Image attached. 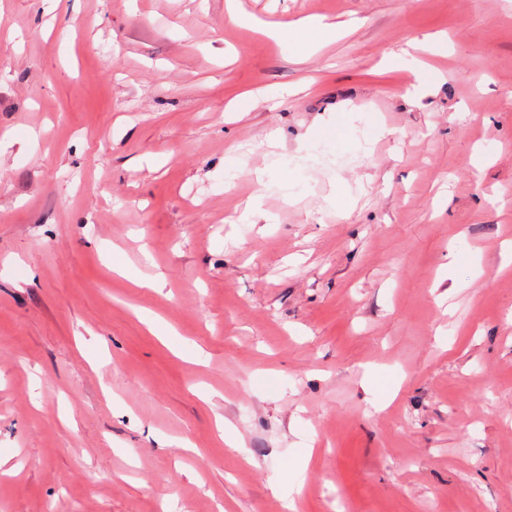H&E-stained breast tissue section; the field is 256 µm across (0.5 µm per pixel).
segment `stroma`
Segmentation results:
<instances>
[{"label":"stroma","instance_id":"1","mask_svg":"<svg viewBox=\"0 0 512 512\" xmlns=\"http://www.w3.org/2000/svg\"><path fill=\"white\" fill-rule=\"evenodd\" d=\"M238 2L0 0V512H512V0ZM292 27L296 35L303 41H308V35L312 32H319L326 37H332L336 34V27L324 23L321 18H310L306 22H296L292 24ZM309 44H312V42H309Z\"/></svg>","mask_w":512,"mask_h":512}]
</instances>
